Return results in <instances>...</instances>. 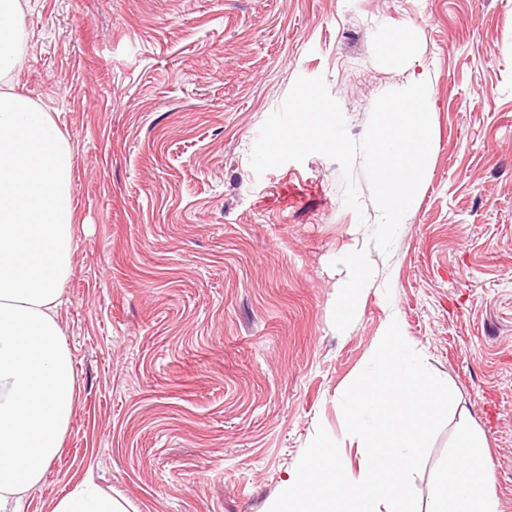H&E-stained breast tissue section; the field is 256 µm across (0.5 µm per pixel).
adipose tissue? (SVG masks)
<instances>
[{
	"mask_svg": "<svg viewBox=\"0 0 512 512\" xmlns=\"http://www.w3.org/2000/svg\"><path fill=\"white\" fill-rule=\"evenodd\" d=\"M19 0H0V84L21 54ZM71 149L49 113L0 87V512H18L61 451L75 409L72 358L59 323L75 250ZM484 443L459 430L429 512H498ZM92 480L53 512H129Z\"/></svg>",
	"mask_w": 512,
	"mask_h": 512,
	"instance_id": "1",
	"label": "adipose tissue"
}]
</instances>
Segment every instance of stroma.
Segmentation results:
<instances>
[{"mask_svg":"<svg viewBox=\"0 0 512 512\" xmlns=\"http://www.w3.org/2000/svg\"><path fill=\"white\" fill-rule=\"evenodd\" d=\"M15 91L71 147L75 252L59 323L76 411L22 512L85 476L137 512H268L376 337L397 320L455 395L413 480L422 507L461 426L512 512V0H21ZM411 30L399 57L389 31ZM353 138L428 84L432 146L390 254L321 156L249 154L298 77ZM370 271L341 320L348 257Z\"/></svg>","mask_w":512,"mask_h":512,"instance_id":"1","label":"stroma"}]
</instances>
